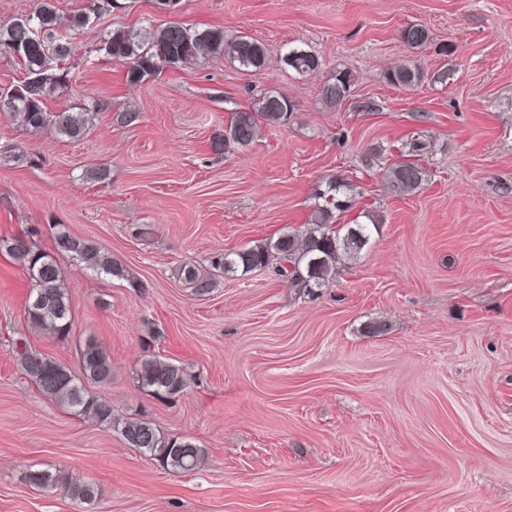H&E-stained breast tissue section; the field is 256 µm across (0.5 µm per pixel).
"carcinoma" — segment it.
I'll return each mask as SVG.
<instances>
[{
  "label": "carcinoma",
  "mask_w": 512,
  "mask_h": 512,
  "mask_svg": "<svg viewBox=\"0 0 512 512\" xmlns=\"http://www.w3.org/2000/svg\"><path fill=\"white\" fill-rule=\"evenodd\" d=\"M28 21L52 37L57 52L51 57L43 44L30 42L17 56L25 77L20 84L4 92L13 98L9 113L27 128L51 127L73 141L81 140L91 129V109L97 106L94 97H88V105L77 111L50 112L46 107V100L66 85L62 61L72 54L71 43L59 31L62 18L53 7V0H35ZM401 39L407 46L419 48L430 43L432 36L427 27L416 24L406 27ZM99 50L114 59L127 61V79L133 84L165 68L180 69L217 56L228 58L244 70L259 69L267 62L266 47L250 36L227 39L222 30H199L176 24L115 28L106 33ZM283 61L301 74L319 67L315 54L298 48L289 50ZM420 79L419 70L409 65L387 74L389 84L405 89L415 87ZM353 81L351 73L336 72L323 86L325 103L333 107L341 105L348 97ZM292 111L288 98L272 90L265 91L255 99L251 109L235 113L224 133V143L246 148L256 140L262 125L282 123ZM422 150L424 146L412 143L408 155L389 166L386 177L393 193L408 194L422 184L425 170L417 160ZM344 206L345 202L334 196L327 198L325 205L318 209L313 228L304 237L286 232L252 247L228 251L212 262V268L221 273L239 271L245 275L276 260L279 275L291 286L309 291L320 288L335 273L338 264L357 256L370 237L371 229L367 224L334 223L333 211ZM55 249L57 256L76 260L98 275L124 276L119 261L96 243L74 236L61 224L57 226ZM0 250L23 267L32 281L25 311L28 322L61 341L70 339L71 303L56 256L35 250L32 242L23 236L0 240ZM182 275L197 295L207 294L214 288V274L203 272L194 265L185 266ZM12 351L20 370L45 397L76 416L119 431L128 447L146 453L162 466L176 471H192L204 461L205 450L197 444L170 437L143 417L117 419L110 402L88 390L90 385L112 383V357L94 339L88 338L79 346L76 373L32 349L24 336L12 339ZM136 378L145 392L160 399L178 397L187 392L191 384L190 376L182 366L157 357L143 360ZM28 479L38 487L60 484L59 479L45 470L29 473ZM62 488L82 503H89L96 497L95 488L90 483L64 484Z\"/></svg>",
  "instance_id": "obj_1"
}]
</instances>
